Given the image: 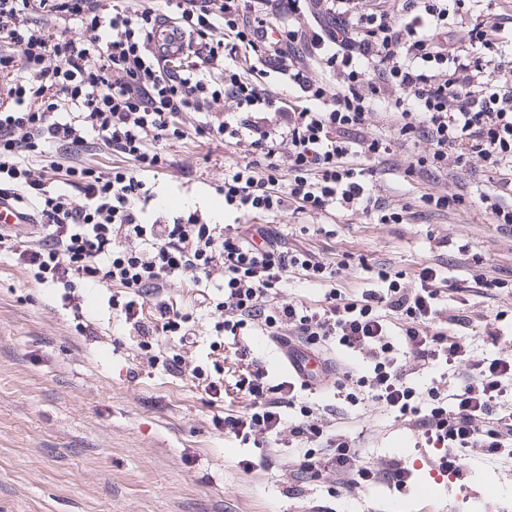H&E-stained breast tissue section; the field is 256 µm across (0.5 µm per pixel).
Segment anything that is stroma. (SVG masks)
I'll use <instances>...</instances> for the list:
<instances>
[{
    "instance_id": "35a3bbf8",
    "label": "stroma",
    "mask_w": 512,
    "mask_h": 512,
    "mask_svg": "<svg viewBox=\"0 0 512 512\" xmlns=\"http://www.w3.org/2000/svg\"><path fill=\"white\" fill-rule=\"evenodd\" d=\"M199 121L197 113H181L185 139L159 143L167 164L153 179L155 202L170 217L196 208L211 223L230 224L233 213L215 207L224 198V173L252 154L244 142L198 138ZM411 161L400 154L395 173L375 176L388 208L411 206L400 224L290 206L245 216V223L277 228L286 243L344 264L335 279L318 285L288 274L279 299L312 306L334 288L376 287L370 270L379 265L402 274L410 288L423 265L438 262L450 285L442 315L471 358L512 357V288L491 301L473 290L476 276L512 277V234L477 204L458 215L423 205L420 185L403 177ZM170 296L192 312L196 342L183 347L162 340L158 351L180 354L189 367L207 365L214 306L201 304L183 281ZM107 298V290L96 287L75 312L63 306L58 290L38 284L23 261L0 258V512H311L315 505L320 512H421L427 506L432 512H512V461L468 449L463 480L445 488L424 464L436 450L419 452L416 435L368 401L355 409L337 404L336 424L366 433L363 455L380 474L398 460L411 469L408 489L379 483L345 494L330 475L294 480L298 453L286 445L288 432L279 436V452L270 454L216 424L225 407L243 405L233 386L248 366L267 369L275 382L284 376L262 330L225 342L217 361L231 403L215 404L189 377L151 363L137 331L114 318ZM493 322L503 331L497 340L486 333ZM403 378L418 392L434 387L450 394L474 374L465 363L444 370L408 360Z\"/></svg>"
}]
</instances>
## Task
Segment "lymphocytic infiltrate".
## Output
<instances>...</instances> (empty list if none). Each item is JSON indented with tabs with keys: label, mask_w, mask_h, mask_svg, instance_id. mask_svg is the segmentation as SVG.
I'll return each mask as SVG.
<instances>
[{
	"label": "lymphocytic infiltrate",
	"mask_w": 512,
	"mask_h": 512,
	"mask_svg": "<svg viewBox=\"0 0 512 512\" xmlns=\"http://www.w3.org/2000/svg\"><path fill=\"white\" fill-rule=\"evenodd\" d=\"M175 2L181 26L199 37L194 60L178 70L149 49L154 11L131 13L112 0H0L7 45L0 52V192L33 203L42 226L31 239L0 234V254L24 259L38 283L63 288L68 302L81 300V285H108L109 307L136 325L144 349L161 337L187 343L191 315L169 297L175 280L219 282L210 351L248 335L257 321L267 335L305 349L337 346L369 368L337 364L335 399L354 408L371 398L417 433L422 447L442 449V466L459 465L468 448L512 458V411L502 406L512 359L469 361L475 381L449 396L429 389L424 402L400 378L407 358L434 368L467 361L442 324L448 279L436 266L421 268L412 288L381 267L377 287L361 293L332 291L316 308L282 303L276 295L287 274L322 282L336 269L310 249L283 245L266 224L220 228L195 211L170 218L149 209L144 179L165 163L151 143L179 138L176 116L193 111L202 115L201 137L242 138L251 148L252 161L224 178L228 209L269 213L289 202L304 213L376 210L380 223L399 224L401 213L382 212L369 183L378 166L423 142L426 152L405 171L426 185L423 203L458 213L477 200L498 228L512 231V53L494 50L498 0H489L464 49L448 44V0H262L245 23L242 0ZM230 44L250 50L263 72L279 74L286 93L241 76ZM221 98L241 120L212 112ZM378 107L389 121L384 132L369 122ZM95 138L132 167L75 163L60 181L54 167L33 162L46 153L74 155ZM23 139L33 159L17 156ZM477 163L488 188L475 199L458 177ZM235 389L246 405L225 413V433L266 448L285 424L290 447L300 451L294 477L331 466L341 490L377 481L362 454L364 433L336 429L309 406L285 422L283 407L308 385L270 383L259 368Z\"/></svg>",
	"instance_id": "obj_1"
}]
</instances>
